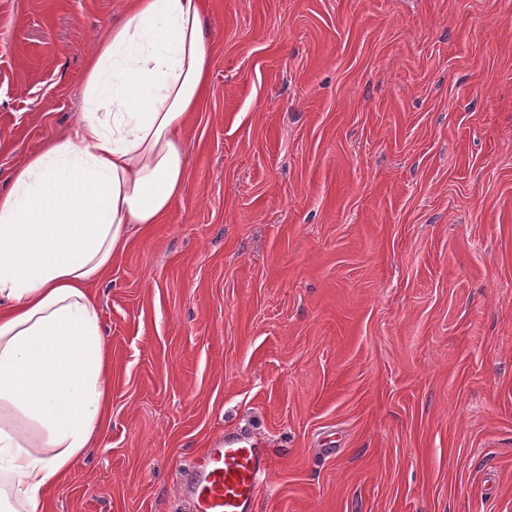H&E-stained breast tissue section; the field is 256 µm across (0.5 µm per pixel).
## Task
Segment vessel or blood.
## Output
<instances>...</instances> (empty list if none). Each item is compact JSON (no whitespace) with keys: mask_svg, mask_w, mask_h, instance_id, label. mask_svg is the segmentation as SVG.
<instances>
[{"mask_svg":"<svg viewBox=\"0 0 512 512\" xmlns=\"http://www.w3.org/2000/svg\"><path fill=\"white\" fill-rule=\"evenodd\" d=\"M270 466V457L251 440L216 437L183 481L191 512H252Z\"/></svg>","mask_w":512,"mask_h":512,"instance_id":"1","label":"vessel or blood"}]
</instances>
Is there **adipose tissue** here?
I'll return each mask as SVG.
<instances>
[{
    "label": "adipose tissue",
    "mask_w": 512,
    "mask_h": 512,
    "mask_svg": "<svg viewBox=\"0 0 512 512\" xmlns=\"http://www.w3.org/2000/svg\"><path fill=\"white\" fill-rule=\"evenodd\" d=\"M85 108L0 194V512H37L108 422L110 351L91 288L130 228L180 197V132L207 84L201 0H130L95 43Z\"/></svg>",
    "instance_id": "ef3b65f1"
}]
</instances>
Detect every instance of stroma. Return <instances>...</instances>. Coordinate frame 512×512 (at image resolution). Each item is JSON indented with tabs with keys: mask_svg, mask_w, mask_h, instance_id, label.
<instances>
[{
	"mask_svg": "<svg viewBox=\"0 0 512 512\" xmlns=\"http://www.w3.org/2000/svg\"><path fill=\"white\" fill-rule=\"evenodd\" d=\"M125 0H0V193ZM188 176L97 284L110 421L40 512H512V0H203ZM271 463L251 440L228 434L216 437L183 481L191 512H252Z\"/></svg>",
	"mask_w": 512,
	"mask_h": 512,
	"instance_id": "obj_1",
	"label": "stroma"
}]
</instances>
